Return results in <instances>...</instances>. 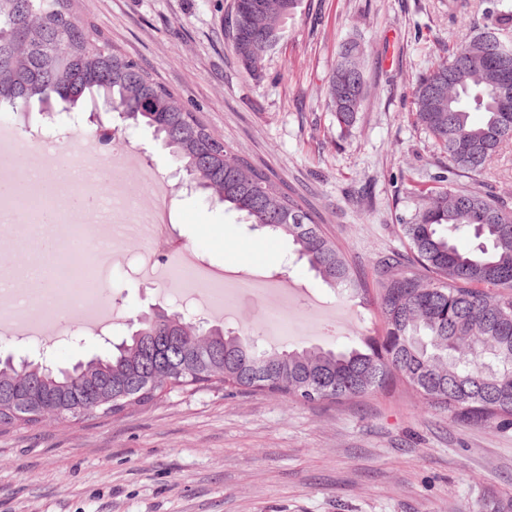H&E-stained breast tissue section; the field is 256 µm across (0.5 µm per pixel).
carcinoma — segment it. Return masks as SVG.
I'll list each match as a JSON object with an SVG mask.
<instances>
[{
  "label": "carcinoma",
  "instance_id": "1",
  "mask_svg": "<svg viewBox=\"0 0 512 512\" xmlns=\"http://www.w3.org/2000/svg\"><path fill=\"white\" fill-rule=\"evenodd\" d=\"M298 0H234L231 47L248 69L282 37ZM484 22L469 31L432 70L417 76L416 121L448 159L441 186L413 189L418 201L401 224L411 263L394 255L374 266L373 287L316 216L262 169L233 153L199 115L137 61L114 48L72 12V0H0V106L12 111L91 110L105 102L153 130L179 170L212 203L254 227L286 237L297 259L323 283L370 296L384 334L363 346L259 350L222 325L189 324L158 309L137 321L104 358L70 368L0 362V427L104 417L102 395L118 415L165 395V378L186 390L224 386L278 393L303 403L336 402L377 390L407 388L453 420L512 427V206L459 183L481 174L512 142V42L508 68L489 51L490 34L512 38V0H488ZM360 46L342 45L327 85L336 124L351 127L364 99ZM445 87L437 98L429 89ZM480 112L483 120L471 121ZM469 231L475 247L454 237Z\"/></svg>",
  "mask_w": 512,
  "mask_h": 512
}]
</instances>
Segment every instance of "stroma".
Returning <instances> with one entry per match:
<instances>
[{"label": "stroma", "mask_w": 512, "mask_h": 512, "mask_svg": "<svg viewBox=\"0 0 512 512\" xmlns=\"http://www.w3.org/2000/svg\"><path fill=\"white\" fill-rule=\"evenodd\" d=\"M232 0H73V10L202 116L236 153L272 174L314 212L365 277L379 257L405 253L400 226L447 160L415 122L412 83L464 36L448 0H300L279 44L248 70L224 35ZM360 42L366 95L340 129L327 80L344 42ZM139 144L145 178L174 169L151 130ZM163 235L210 268L260 272L345 302L351 318L326 349L378 337L374 308L344 297L302 265L287 239L244 224L203 195L180 191ZM123 239L102 286L109 323L48 347L69 366L104 355L127 320L173 305L177 281L129 278ZM0 512H512V428L454 422L412 391L302 404L223 388L172 391L109 419L0 428Z\"/></svg>", "instance_id": "stroma-1"}]
</instances>
